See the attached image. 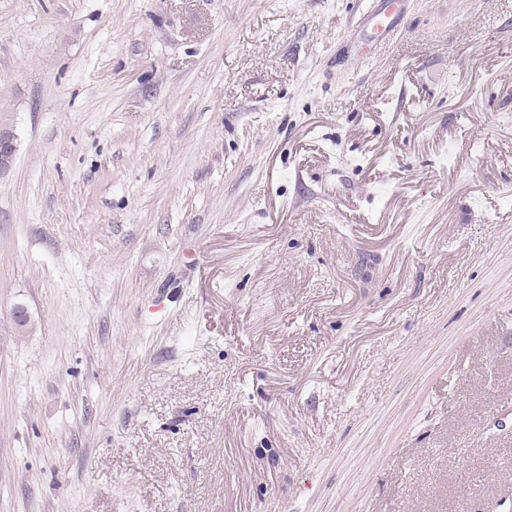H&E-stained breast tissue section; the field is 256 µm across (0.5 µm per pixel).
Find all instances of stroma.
I'll use <instances>...</instances> for the list:
<instances>
[{
  "label": "stroma",
  "mask_w": 512,
  "mask_h": 512,
  "mask_svg": "<svg viewBox=\"0 0 512 512\" xmlns=\"http://www.w3.org/2000/svg\"><path fill=\"white\" fill-rule=\"evenodd\" d=\"M370 3L0 0V512H512V0ZM380 1L373 11L363 16L358 32L349 45L350 52H354L358 62L367 63L375 59L374 53L366 48L371 38H375L379 44L390 42L396 32L401 16L400 5L404 0ZM367 31L370 32L369 36ZM372 32L375 37L371 36ZM19 147L18 137L14 131L0 125V178L13 168Z\"/></svg>",
  "instance_id": "35a3bbf8"
}]
</instances>
